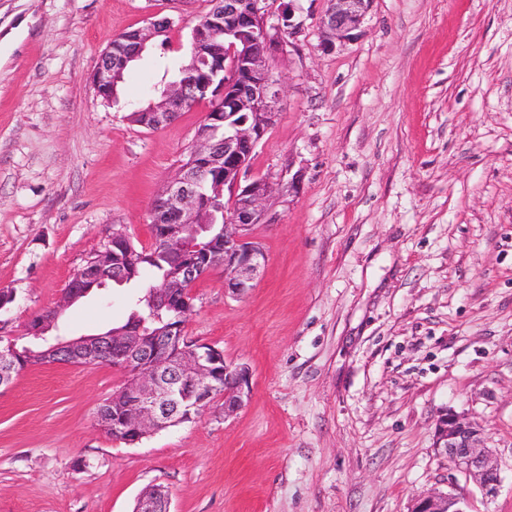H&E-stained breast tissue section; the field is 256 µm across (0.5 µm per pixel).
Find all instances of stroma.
<instances>
[{"instance_id":"35a3bbf8","label":"stroma","mask_w":512,"mask_h":512,"mask_svg":"<svg viewBox=\"0 0 512 512\" xmlns=\"http://www.w3.org/2000/svg\"><path fill=\"white\" fill-rule=\"evenodd\" d=\"M301 34L271 64L277 117L252 172L279 183L254 286L193 289L189 340L249 370L233 414L127 445L97 425L124 374L27 366L0 389V512H133L163 486L171 512H411L427 492L512 512V0H374L358 37L320 48L326 0H295ZM209 0H0V340L30 344L113 230L150 246V210L202 112L156 130L128 119L170 81ZM172 19L117 101L90 75L114 35ZM295 189H288V181ZM133 289L63 314L66 336L125 321ZM477 422L501 484L488 498L434 450L438 416Z\"/></svg>"}]
</instances>
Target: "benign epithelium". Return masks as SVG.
<instances>
[{"instance_id":"obj_1","label":"benign epithelium","mask_w":512,"mask_h":512,"mask_svg":"<svg viewBox=\"0 0 512 512\" xmlns=\"http://www.w3.org/2000/svg\"><path fill=\"white\" fill-rule=\"evenodd\" d=\"M279 2L276 11L270 3ZM211 9L199 16L191 31L190 49L181 71L192 79L166 85L161 95L139 108L146 121L141 126L158 129L170 122L175 112H190L208 103L189 161L162 188L151 210V223L160 227L171 252L187 258L181 279L165 280L150 287V303L158 309L193 310L192 295L181 296L182 282L201 277L217 268L223 259L224 292L239 296L253 286L260 275L265 255L251 241L252 228L266 224L263 203L272 191L264 177H249L251 161L258 142L273 124L274 105L280 96L273 78L270 59L297 37L300 23L295 21L294 0H210ZM322 27L321 49L332 51L336 43L353 40L370 10L373 0H327ZM170 18L153 20L127 31L126 40L135 51L126 54L107 45L93 73L96 93L106 101L113 99L116 86L130 62L139 58L148 45L168 34ZM224 129V137L215 133ZM221 173L231 206L224 213V237L199 240L201 227L217 221L214 201L201 190V181L210 173ZM129 235L122 229L97 252V262L81 270L82 279L91 286H107L106 280L126 275ZM77 288L62 294L56 314L33 315L28 335L44 338L57 328L61 315L74 301ZM119 347L122 355L112 361L106 350ZM77 364L106 362L125 373L121 391L135 398L124 414L108 421L97 417L102 429L112 428L127 434L126 441L136 444L176 423L179 403L174 384L188 380L184 401L205 407L218 395L224 398V414L239 409L249 395V372L224 359L212 345L194 343L185 336L184 325L169 324L153 332L143 326L95 336L57 341ZM434 448L457 470L477 484L485 496H493L500 486V469L492 452L483 444L480 427L463 416L447 411L439 416ZM464 499L455 494H429L419 497L412 512H466ZM141 512H170V499L163 488L150 497L142 494Z\"/></svg>"}]
</instances>
